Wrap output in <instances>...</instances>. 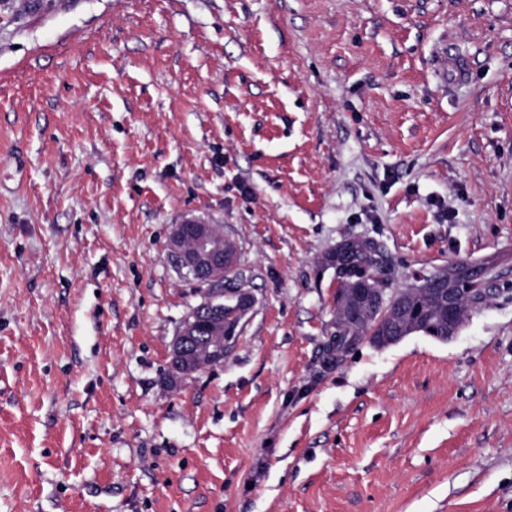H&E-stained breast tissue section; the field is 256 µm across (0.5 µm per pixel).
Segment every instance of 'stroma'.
Segmentation results:
<instances>
[{
  "label": "stroma",
  "instance_id": "stroma-1",
  "mask_svg": "<svg viewBox=\"0 0 512 512\" xmlns=\"http://www.w3.org/2000/svg\"><path fill=\"white\" fill-rule=\"evenodd\" d=\"M186 219L254 304L173 383ZM352 237L496 289L325 367ZM0 512H512V0H0Z\"/></svg>",
  "mask_w": 512,
  "mask_h": 512
}]
</instances>
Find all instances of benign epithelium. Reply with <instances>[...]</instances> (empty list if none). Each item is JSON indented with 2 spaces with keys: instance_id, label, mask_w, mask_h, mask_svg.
<instances>
[{
  "instance_id": "7a95c632",
  "label": "benign epithelium",
  "mask_w": 512,
  "mask_h": 512,
  "mask_svg": "<svg viewBox=\"0 0 512 512\" xmlns=\"http://www.w3.org/2000/svg\"><path fill=\"white\" fill-rule=\"evenodd\" d=\"M166 248L178 271H195L202 277V283L212 289L210 301L198 309L191 308L172 340L171 372L187 378L224 361V340L236 335L252 307L253 296L245 284L225 288L232 275L241 270L238 248L230 238L215 233L213 225L198 221L175 224ZM487 271L486 265H468L460 282L445 272L419 273L409 288L390 295L382 288L355 283L342 289V300L336 303V321L368 319L377 332L368 340L379 346L395 344L417 332L416 326L407 323L406 309L411 294L423 289L452 339L462 326L463 301L468 299L472 286L488 282ZM227 292L236 299V315L229 320L225 319L224 306L217 303Z\"/></svg>"
}]
</instances>
